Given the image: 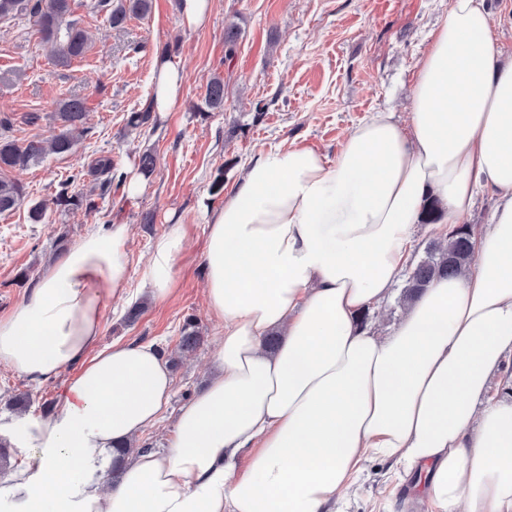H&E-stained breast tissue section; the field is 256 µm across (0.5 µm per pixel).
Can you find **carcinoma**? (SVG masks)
<instances>
[{
    "instance_id": "obj_1",
    "label": "carcinoma",
    "mask_w": 512,
    "mask_h": 512,
    "mask_svg": "<svg viewBox=\"0 0 512 512\" xmlns=\"http://www.w3.org/2000/svg\"><path fill=\"white\" fill-rule=\"evenodd\" d=\"M73 0H0V20L22 16L37 27L42 40L56 47L55 61L66 65L72 59L84 55L89 48V35L73 18ZM93 8L107 13V19L118 27L130 16H143L151 9V0H94ZM240 37L239 29L230 25L224 32V58L230 62L236 53ZM224 109V78L215 75L207 82L202 97L201 110L215 112ZM89 112L87 101L81 98H65L55 104L56 121L59 131L47 140H31L24 146L17 145L5 136L12 127L11 117L0 115V212L16 208L26 198L25 186L7 172L25 169L44 159L49 154L64 155L73 151L76 141L91 132L86 126ZM153 119L151 104H146L127 118V126L142 128ZM86 175L92 177L94 185L106 192L120 187L125 180L110 155H100L88 165ZM70 182L61 184L56 202L71 209L93 212L98 203L91 194L69 192ZM441 220V204L435 198H428L422 208L421 223L437 224ZM476 234L470 224L448 225L445 239L432 241L424 257L408 274L400 302L404 305L414 302L418 296L439 278L457 277L465 273L475 258ZM203 342L200 328L193 318L186 320L182 327L175 356L195 351Z\"/></svg>"
}]
</instances>
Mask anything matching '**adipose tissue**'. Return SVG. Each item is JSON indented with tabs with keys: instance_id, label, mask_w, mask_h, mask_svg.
<instances>
[{
	"instance_id": "ef3b65f1",
	"label": "adipose tissue",
	"mask_w": 512,
	"mask_h": 512,
	"mask_svg": "<svg viewBox=\"0 0 512 512\" xmlns=\"http://www.w3.org/2000/svg\"><path fill=\"white\" fill-rule=\"evenodd\" d=\"M183 84L157 60L156 112L176 109ZM480 183L498 200L472 268L434 281L389 335L359 326L392 288L425 199L453 224ZM205 216L219 369L168 446L126 458L119 483L114 447L155 425L172 391L153 345L99 344L106 308L129 294L126 225L80 238L0 317V364L35 384L72 372L60 408L16 428L31 455L0 476V512H332L370 457L425 474L432 512H512V401L488 395L512 353V66L496 62L483 0H450L408 124L376 112L332 160L260 151ZM185 239L174 225L150 252L155 300L173 293Z\"/></svg>"
}]
</instances>
